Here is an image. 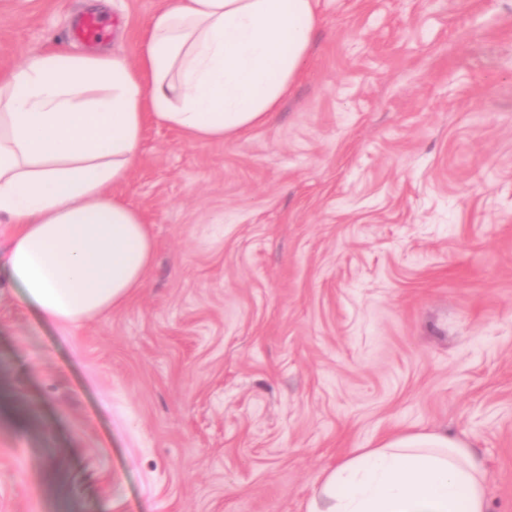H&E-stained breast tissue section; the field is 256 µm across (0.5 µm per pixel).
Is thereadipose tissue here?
<instances>
[{
    "label": "adipose tissue",
    "instance_id": "obj_1",
    "mask_svg": "<svg viewBox=\"0 0 512 512\" xmlns=\"http://www.w3.org/2000/svg\"><path fill=\"white\" fill-rule=\"evenodd\" d=\"M317 0H165L137 62L104 51L28 56L0 75V267L51 323L122 306L153 259L143 216L112 190L146 122L192 141L264 125L301 75ZM307 512H488L486 472L442 432L403 431L316 478Z\"/></svg>",
    "mask_w": 512,
    "mask_h": 512
}]
</instances>
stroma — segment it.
Masks as SVG:
<instances>
[{"mask_svg":"<svg viewBox=\"0 0 512 512\" xmlns=\"http://www.w3.org/2000/svg\"><path fill=\"white\" fill-rule=\"evenodd\" d=\"M163 0H0V74L137 58ZM115 192L154 260L124 306L48 323L0 275V512H306L397 431L448 432L512 512V0H319L262 127L147 124Z\"/></svg>","mask_w":512,"mask_h":512,"instance_id":"stroma-1","label":"stroma"}]
</instances>
